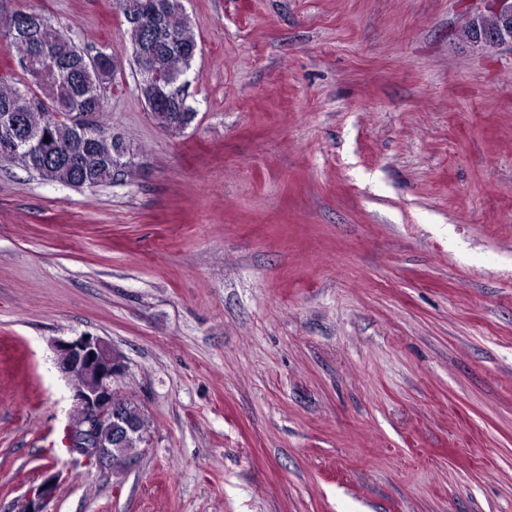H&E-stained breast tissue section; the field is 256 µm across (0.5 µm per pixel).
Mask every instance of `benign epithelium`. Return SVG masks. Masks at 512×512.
<instances>
[{"instance_id": "obj_1", "label": "benign epithelium", "mask_w": 512, "mask_h": 512, "mask_svg": "<svg viewBox=\"0 0 512 512\" xmlns=\"http://www.w3.org/2000/svg\"><path fill=\"white\" fill-rule=\"evenodd\" d=\"M498 16L495 27H476L472 45L494 48L512 45V0H493ZM56 365L66 377H89L90 387L72 384V409L81 414L66 428V447L71 455H79L101 469L112 467V449L125 448L132 442H146L145 427L130 419L125 404L116 397L117 384L126 372L123 358L100 337L90 333L70 340L54 341ZM63 490L58 472L47 473L25 496L24 512H47L48 504Z\"/></svg>"}]
</instances>
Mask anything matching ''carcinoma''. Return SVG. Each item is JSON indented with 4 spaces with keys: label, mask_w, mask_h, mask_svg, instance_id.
Segmentation results:
<instances>
[{
    "label": "carcinoma",
    "mask_w": 512,
    "mask_h": 512,
    "mask_svg": "<svg viewBox=\"0 0 512 512\" xmlns=\"http://www.w3.org/2000/svg\"><path fill=\"white\" fill-rule=\"evenodd\" d=\"M127 23L136 67L150 68L152 82H141L148 111L165 131L178 133L195 118L188 103L189 73L197 41L180 0H115ZM0 39L15 49L52 95L51 109L37 96L0 76V159L17 162L41 178L93 189L122 180L132 170L129 146L101 119L104 89L117 74L112 56L98 54L96 66L71 38L40 12L19 24L0 14ZM92 114L93 123L66 120Z\"/></svg>",
    "instance_id": "1"
}]
</instances>
